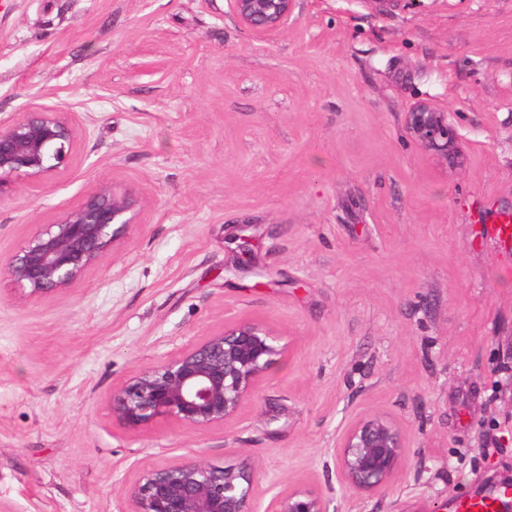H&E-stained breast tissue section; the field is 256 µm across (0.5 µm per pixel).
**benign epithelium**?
Masks as SVG:
<instances>
[{
    "label": "benign epithelium",
    "mask_w": 512,
    "mask_h": 512,
    "mask_svg": "<svg viewBox=\"0 0 512 512\" xmlns=\"http://www.w3.org/2000/svg\"><path fill=\"white\" fill-rule=\"evenodd\" d=\"M236 19L258 35L283 30L298 0H230ZM411 137L429 154L455 163L457 132L448 111L427 101L405 113ZM78 128L66 112L37 109L0 121V198L21 178L47 179L67 160ZM135 201L104 188L64 212L16 251L7 273L31 295L62 293L101 263L131 223ZM287 344L263 325L239 321L193 343L168 361L137 370L112 393V412L137 428L170 419L197 429L234 419ZM340 481L350 490L388 491L405 457V435L391 417L360 418L335 448ZM132 512H257L250 466H216L197 457L143 471L129 488ZM309 486L276 493L265 512H329Z\"/></svg>",
    "instance_id": "benign-epithelium-1"
}]
</instances>
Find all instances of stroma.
<instances>
[{
	"instance_id": "1",
	"label": "stroma",
	"mask_w": 512,
	"mask_h": 512,
	"mask_svg": "<svg viewBox=\"0 0 512 512\" xmlns=\"http://www.w3.org/2000/svg\"><path fill=\"white\" fill-rule=\"evenodd\" d=\"M449 111L452 168L405 128ZM72 115L48 180L0 199V512H130L142 470L251 464L257 508L311 485L337 512H434L512 483V0H299L258 37L228 0H0V120ZM136 216L67 292L7 259L103 188ZM253 239L241 254L235 239ZM288 350L232 421L131 429L112 393L224 324ZM383 413L407 435L386 493L334 448Z\"/></svg>"
}]
</instances>
